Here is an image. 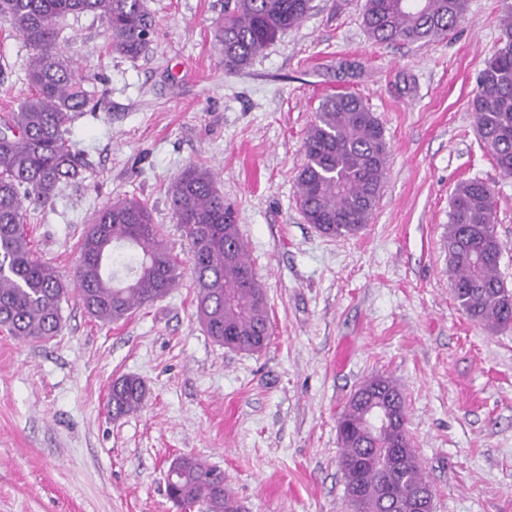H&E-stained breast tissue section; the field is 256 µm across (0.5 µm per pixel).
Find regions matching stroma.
Segmentation results:
<instances>
[{
  "instance_id": "1",
  "label": "stroma",
  "mask_w": 512,
  "mask_h": 512,
  "mask_svg": "<svg viewBox=\"0 0 512 512\" xmlns=\"http://www.w3.org/2000/svg\"><path fill=\"white\" fill-rule=\"evenodd\" d=\"M365 0L314 9L240 71L214 47L224 0H145L147 53L106 49L94 14L57 22L64 57L88 76L95 112L69 140L80 183L27 209L38 255L72 282L94 212L134 197L182 260L176 288L105 326L76 293L63 328L24 342L0 328V512H176L165 471L182 455L224 472L245 512H346L337 419L367 378H393L434 489V512H512V326L488 331L461 311L445 236L456 185L479 178L497 199L512 288V177L477 135L469 103L501 36V0H470L447 37L374 42ZM30 51L0 19V114L27 92ZM357 66L340 72L341 62ZM362 97L389 159L369 224L321 234L297 200L304 140L321 101ZM217 173L266 293L270 339L257 353L214 342L195 316L189 246L168 188L188 166ZM143 407L113 417L119 377ZM145 395L144 384L139 378L122 376L112 383L107 408L113 416L134 412L143 406Z\"/></svg>"
}]
</instances>
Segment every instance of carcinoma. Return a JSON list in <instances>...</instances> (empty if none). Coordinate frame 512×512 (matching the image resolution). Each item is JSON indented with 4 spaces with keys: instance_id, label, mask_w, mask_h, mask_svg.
I'll return each mask as SVG.
<instances>
[{
    "instance_id": "cac0c4a2",
    "label": "carcinoma",
    "mask_w": 512,
    "mask_h": 512,
    "mask_svg": "<svg viewBox=\"0 0 512 512\" xmlns=\"http://www.w3.org/2000/svg\"><path fill=\"white\" fill-rule=\"evenodd\" d=\"M469 0H365L368 35L379 44L426 45L447 36L465 17ZM500 43L484 62L470 103L478 137L498 168L512 176V0H503ZM313 9L312 0H224L214 40L224 66L242 70L282 32ZM93 13L107 25L110 52L135 60L147 50L155 21L144 0H0V18L32 50L26 70L31 93L0 117V326L21 340L60 333L68 289L37 255L25 228V203L41 206L59 185L80 174V154L67 123L96 107L93 92L57 46L58 18ZM298 203L308 223L330 238L346 237L369 223L388 162L382 123L355 94L326 98L304 141ZM170 204L189 242L195 314L208 336L231 349L256 352L269 340L265 292L246 253L235 213L224 204L214 174L186 168L172 183ZM491 186L457 184L446 235L452 293L475 323L490 330L512 324V289L500 273L503 242L496 231ZM180 264L135 198H117L91 218L74 271L86 312L104 325L164 298L177 284ZM143 382L113 381L112 415L144 404ZM348 512H417L418 494L433 491L412 448L406 400L388 376H375L354 392L337 422ZM180 479L169 498L207 512H242L224 489V472L191 456L178 458Z\"/></svg>"
}]
</instances>
